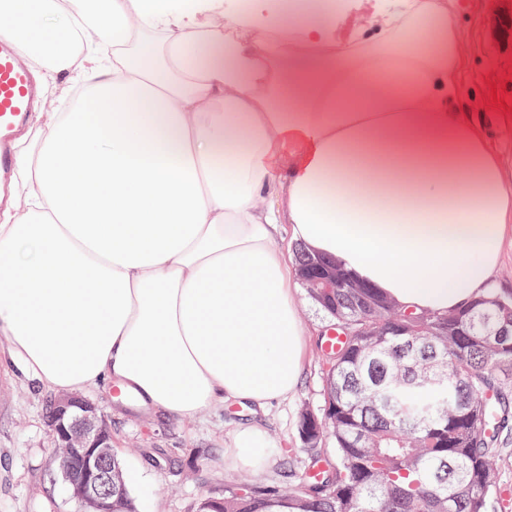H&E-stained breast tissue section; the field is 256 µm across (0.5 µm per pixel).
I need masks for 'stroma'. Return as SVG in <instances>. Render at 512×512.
<instances>
[{
	"label": "stroma",
	"mask_w": 512,
	"mask_h": 512,
	"mask_svg": "<svg viewBox=\"0 0 512 512\" xmlns=\"http://www.w3.org/2000/svg\"><path fill=\"white\" fill-rule=\"evenodd\" d=\"M463 29L459 76L475 94L474 111L491 122V142L504 173L512 180V0H457ZM500 88L501 104L492 101ZM299 319L305 329L306 357L300 382L288 400L260 411L219 403L195 418L177 420L161 413L133 412L102 387L85 391L112 430V448L128 473L140 512H194L200 498L223 496L251 468L227 465L224 448L241 426L260 427L270 457L261 467L266 480L298 482L306 462L299 451L302 412L321 414L325 364L323 314L297 288ZM51 391L0 362V512H81L61 486L50 450L55 438L48 418Z\"/></svg>",
	"instance_id": "stroma-1"
}]
</instances>
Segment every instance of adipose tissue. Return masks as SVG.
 Instances as JSON below:
<instances>
[{
	"instance_id": "adipose-tissue-1",
	"label": "adipose tissue",
	"mask_w": 512,
	"mask_h": 512,
	"mask_svg": "<svg viewBox=\"0 0 512 512\" xmlns=\"http://www.w3.org/2000/svg\"><path fill=\"white\" fill-rule=\"evenodd\" d=\"M6 37L77 93L16 149L0 335L74 395L192 417L287 400L305 346L282 229L405 305L492 288L512 182L459 78L456 0H30ZM290 165H283L284 156Z\"/></svg>"
}]
</instances>
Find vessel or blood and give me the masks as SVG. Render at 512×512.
Returning a JSON list of instances; mask_svg holds the SVG:
<instances>
[{
    "instance_id": "b4317fda",
    "label": "vessel or blood",
    "mask_w": 512,
    "mask_h": 512,
    "mask_svg": "<svg viewBox=\"0 0 512 512\" xmlns=\"http://www.w3.org/2000/svg\"><path fill=\"white\" fill-rule=\"evenodd\" d=\"M36 102L29 69L21 62L14 43L0 37V189L14 173L12 145Z\"/></svg>"
}]
</instances>
